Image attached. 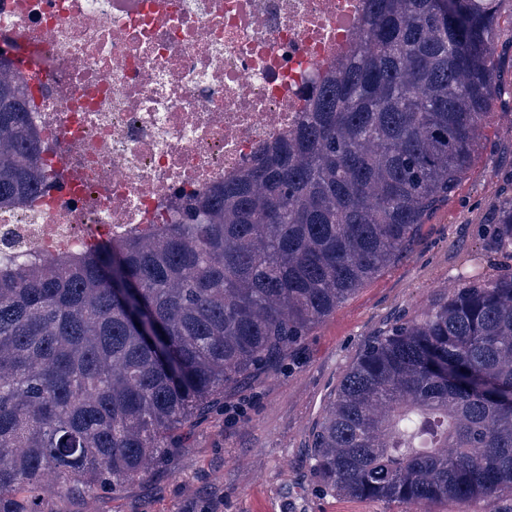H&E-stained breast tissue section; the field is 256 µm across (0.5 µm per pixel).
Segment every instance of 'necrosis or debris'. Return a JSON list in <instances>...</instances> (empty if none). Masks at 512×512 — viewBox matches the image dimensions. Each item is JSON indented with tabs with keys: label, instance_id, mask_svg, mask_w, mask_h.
<instances>
[{
	"label": "necrosis or debris",
	"instance_id": "necrosis-or-debris-1",
	"mask_svg": "<svg viewBox=\"0 0 512 512\" xmlns=\"http://www.w3.org/2000/svg\"><path fill=\"white\" fill-rule=\"evenodd\" d=\"M364 0H0L43 81L48 170L0 206V257L115 243L236 178L309 111Z\"/></svg>",
	"mask_w": 512,
	"mask_h": 512
}]
</instances>
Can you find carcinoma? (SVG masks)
I'll use <instances>...</instances> for the list:
<instances>
[{"label":"carcinoma","instance_id":"cac0c4a2","mask_svg":"<svg viewBox=\"0 0 512 512\" xmlns=\"http://www.w3.org/2000/svg\"><path fill=\"white\" fill-rule=\"evenodd\" d=\"M501 5L366 0L355 54L237 178L117 246L0 265V512H94L403 252L504 98ZM31 105L0 76V204L45 175ZM489 234L512 259V201ZM312 460L325 489L407 512L512 494V271L369 344Z\"/></svg>","mask_w":512,"mask_h":512}]
</instances>
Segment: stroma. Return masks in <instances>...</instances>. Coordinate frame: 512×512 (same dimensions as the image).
<instances>
[{
  "instance_id": "obj_1",
  "label": "stroma",
  "mask_w": 512,
  "mask_h": 512,
  "mask_svg": "<svg viewBox=\"0 0 512 512\" xmlns=\"http://www.w3.org/2000/svg\"><path fill=\"white\" fill-rule=\"evenodd\" d=\"M511 197L512 125L494 116L466 178L405 252L276 367L227 387L222 409L185 429L143 480L102 495L97 512H402L324 490L311 468L313 434L374 336L420 315L461 274L512 269L485 239Z\"/></svg>"
}]
</instances>
